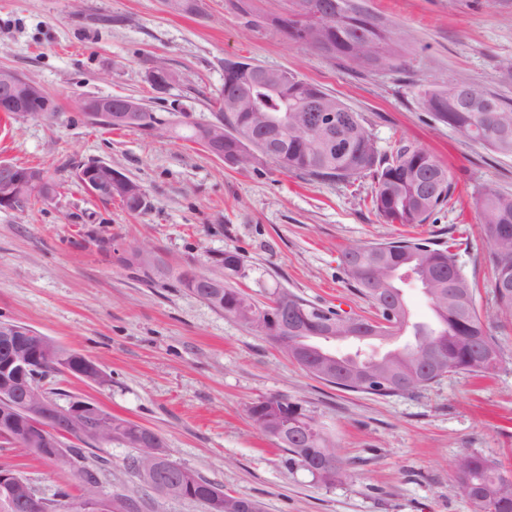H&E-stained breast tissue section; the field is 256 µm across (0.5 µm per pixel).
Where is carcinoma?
Instances as JSON below:
<instances>
[{"label": "carcinoma", "mask_w": 512, "mask_h": 512, "mask_svg": "<svg viewBox=\"0 0 512 512\" xmlns=\"http://www.w3.org/2000/svg\"><path fill=\"white\" fill-rule=\"evenodd\" d=\"M276 31L296 43L306 44V36L316 30V41L311 48L333 58L350 62L361 72H371L383 65L395 70L403 69L405 38L401 31L388 28L379 19L364 9L358 2L350 11L331 22L303 17L296 10L271 15L263 20ZM470 89L476 97H485L488 111L470 112L462 109L448 111V99L461 96ZM226 105L218 112L224 119V156L229 157L245 146V141L263 135L259 125L269 116L288 121L290 139L286 156H271L281 171L297 173L318 181L350 180L361 175H371L374 180L372 205L389 224H424L431 215L448 202L453 190V181L448 172L426 149L411 145H399L389 155L378 151L374 140L363 124L351 129L354 139L353 152L338 158L323 147V135L314 129L305 128L303 113L293 111L295 102L309 97L341 103V100L295 74H288V82L274 91L268 83L250 80L241 74L235 78L224 77V85L218 91ZM415 97L420 107L434 115L437 121L448 125L461 138L484 145L492 151L512 156V100H506L487 91L482 85L471 82L446 85H419ZM482 212V235L490 246V261L494 268L492 292L499 313L506 319L512 317V287L501 284L512 279V193L501 192L485 186L478 191ZM354 260L355 270L350 277L358 292L369 301H374L370 283L372 278H383V268H375L383 262L384 268L413 271L427 277L424 293L437 317L436 326H415V342L401 351L387 353L390 357L388 369L410 378L416 371V349L426 343L440 348L445 355L448 371L483 374L488 368L478 364V356L489 350H498V343L483 326L476 305L474 288L457 268L450 247L437 249L418 240H397L381 244L363 245L347 250L343 262ZM218 272L214 279H224L223 296L214 299L203 288H192L190 292L206 301L213 308L228 315L249 297L246 292L233 287L224 278V266H244V257L236 250H226L212 257ZM325 316L306 322L309 336H320L324 332L326 316L336 322V335H341L343 323L341 313L325 309ZM354 355L342 358L346 368H359L358 361L376 360L378 353L371 349L374 340L355 338ZM250 417L265 432L278 429L288 441L278 443L287 454L288 465L306 472L321 463L323 453L335 454L336 466L332 476L323 480L331 484L342 478L346 464L336 455L334 442L324 443L320 439L298 447L291 436L310 428L316 429L320 422L300 404L283 399L277 405L259 400L249 408ZM138 454L127 458L126 469L144 481L151 489L159 482H178L184 479L180 472L160 462L151 474H144L137 466ZM456 475L467 496L473 512H512V485L501 482L496 469L488 466V460L474 455L460 457L456 464ZM194 484L192 492L184 496L187 501H196L207 493L211 496L224 494L223 489L197 472H191Z\"/></svg>", "instance_id": "obj_1"}]
</instances>
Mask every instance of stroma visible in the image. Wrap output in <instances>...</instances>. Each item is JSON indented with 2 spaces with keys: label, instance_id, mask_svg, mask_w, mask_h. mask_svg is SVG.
<instances>
[{
  "label": "stroma",
  "instance_id": "stroma-1",
  "mask_svg": "<svg viewBox=\"0 0 512 512\" xmlns=\"http://www.w3.org/2000/svg\"><path fill=\"white\" fill-rule=\"evenodd\" d=\"M407 37L403 71L360 72L258 22L287 0H201L203 14L163 0H0V67L36 81L52 110L13 120L0 113V160L37 166L60 185L54 199L0 209V319L23 323L93 359L104 384L62 371L46 384L58 403L79 396L153 430L171 458L263 512H472L455 462L476 455L512 471V320L499 317L494 270L480 232L477 191L512 192V157L459 137L420 108L416 84L477 82L512 98V0H362ZM294 72L335 94L363 120L380 153L398 142L430 151L454 191L424 224H389L371 204L374 182H321L274 163L239 170L177 134L146 136L90 124L89 97H132L167 116L214 119L225 57ZM165 62L175 80L152 90L147 72ZM112 164L144 189L135 215L102 202L78 181V165ZM112 242L100 251L97 238ZM399 238L453 242L456 264L477 288L484 325L500 357L487 376L450 373L411 393L379 396L326 385L275 344L218 312L177 281L189 267L211 274L214 254L245 260L234 281L256 301L285 290L348 314L374 315L342 261L353 247ZM151 251L159 273L127 266L123 252ZM282 396L311 411L336 443L347 473L330 486L289 468L250 417ZM105 474L104 499L138 491L150 512H207L164 496L128 473L131 450L86 447ZM0 466L42 495L76 491L72 460H46L0 440Z\"/></svg>",
  "mask_w": 512,
  "mask_h": 512
}]
</instances>
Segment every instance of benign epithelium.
<instances>
[{"mask_svg": "<svg viewBox=\"0 0 512 512\" xmlns=\"http://www.w3.org/2000/svg\"><path fill=\"white\" fill-rule=\"evenodd\" d=\"M150 85L157 92L165 91L175 79L173 72L165 66L153 64L148 71ZM0 100L12 108L19 119L41 115L49 111V102L44 89L30 78L8 69L0 68ZM87 120L98 126L112 124V111L118 118L136 128L142 123L144 107L134 98L114 101L110 98H91L83 104ZM305 113L306 124L313 129L335 134L336 148L341 152L349 150L343 135L336 134L354 121L351 111L341 106L332 108L320 98H309L299 108ZM268 131L265 149L273 153L288 145L285 125L282 121L270 118L264 125ZM202 145L214 157L224 159V125L212 120L205 125ZM77 178L92 196L100 191L109 196L122 193L142 194L143 189L132 187L129 178L120 170L105 162L90 161L77 168ZM28 194H38L50 199L55 195L53 183L42 171L17 168L10 162L0 160V208L16 207L18 199ZM233 317L247 328L280 343L288 350V357L302 365L311 355L315 346L311 339L303 338L295 342L292 333L300 332L294 315L289 313L288 300L278 298L266 306L251 305L239 307ZM51 341L41 333L31 330L18 322H0V439L17 447L19 442L34 444V451L47 460L64 456L67 449L58 440V433L51 430L53 424L58 429L66 428L76 434L85 431L84 421L89 418L94 423L92 432L98 441H112V415L95 403L79 398L61 406L46 395L42 385L43 371L51 359ZM418 355L425 369L435 373L444 365V359L436 347L426 345L418 349ZM382 365L376 361L363 371L360 384L369 390L390 386V376L375 373L373 369ZM339 369V359L333 354L320 353L313 371L323 379H334ZM24 506L27 512H112V501L95 495L77 501L62 499L51 502L32 489L17 473L11 470L0 471V512H15Z\"/></svg>", "mask_w": 512, "mask_h": 512, "instance_id": "benign-epithelium-1", "label": "benign epithelium"}]
</instances>
